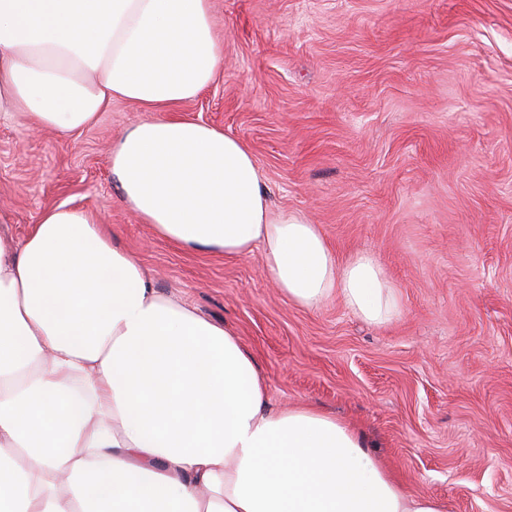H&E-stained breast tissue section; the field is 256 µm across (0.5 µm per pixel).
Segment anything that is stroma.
I'll return each mask as SVG.
<instances>
[{
	"label": "stroma",
	"mask_w": 512,
	"mask_h": 512,
	"mask_svg": "<svg viewBox=\"0 0 512 512\" xmlns=\"http://www.w3.org/2000/svg\"><path fill=\"white\" fill-rule=\"evenodd\" d=\"M224 59L179 118L251 148L274 207L339 260L375 256L401 311L371 325L288 302L260 254L155 235L120 200L116 100L84 130L0 123V224L91 209L164 296L230 327L274 405L335 414L415 495L512 512V0H212Z\"/></svg>",
	"instance_id": "1"
}]
</instances>
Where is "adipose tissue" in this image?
<instances>
[{
	"mask_svg": "<svg viewBox=\"0 0 512 512\" xmlns=\"http://www.w3.org/2000/svg\"><path fill=\"white\" fill-rule=\"evenodd\" d=\"M211 0H0V122L64 135L113 101L147 111L112 145L120 199L163 240L261 252L289 302L338 297L373 324L399 295L366 253L273 211L254 155L171 117L216 79ZM0 512H443L341 419L272 407L224 326L161 295L86 209L0 227Z\"/></svg>",
	"mask_w": 512,
	"mask_h": 512,
	"instance_id": "ef3b65f1",
	"label": "adipose tissue"
}]
</instances>
